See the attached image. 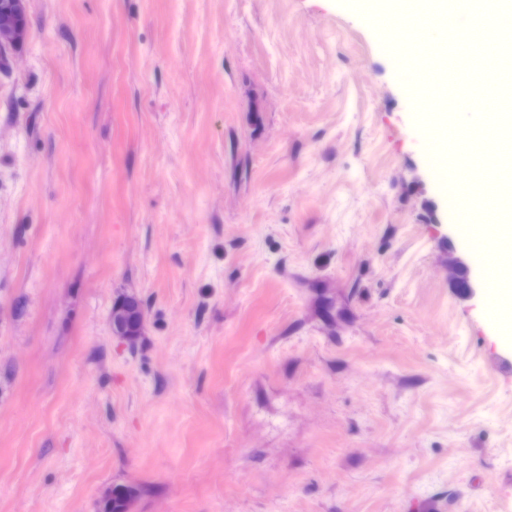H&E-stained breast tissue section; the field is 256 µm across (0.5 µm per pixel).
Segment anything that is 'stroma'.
Returning <instances> with one entry per match:
<instances>
[{"label": "stroma", "instance_id": "stroma-1", "mask_svg": "<svg viewBox=\"0 0 512 512\" xmlns=\"http://www.w3.org/2000/svg\"><path fill=\"white\" fill-rule=\"evenodd\" d=\"M367 7L29 0L0 71V512L116 484L130 512H512V311L447 220L474 178ZM145 310L135 294H122L113 302L110 326L113 336L136 346L144 324Z\"/></svg>", "mask_w": 512, "mask_h": 512}]
</instances>
